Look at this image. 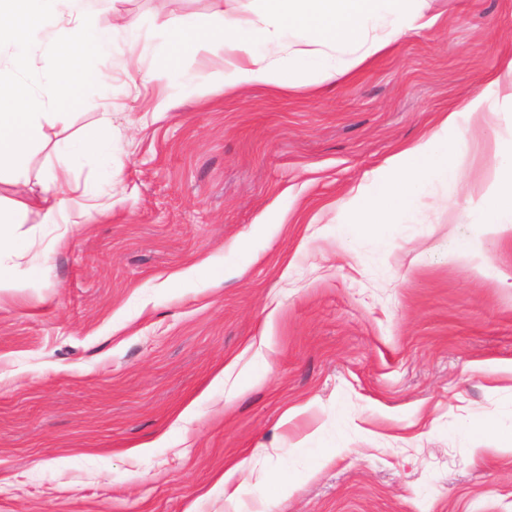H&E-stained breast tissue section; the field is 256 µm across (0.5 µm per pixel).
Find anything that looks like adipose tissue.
<instances>
[{"instance_id":"1","label":"adipose tissue","mask_w":512,"mask_h":512,"mask_svg":"<svg viewBox=\"0 0 512 512\" xmlns=\"http://www.w3.org/2000/svg\"><path fill=\"white\" fill-rule=\"evenodd\" d=\"M264 16L273 19L278 32L304 42L306 51L296 56L291 66L261 52L269 32L237 16L217 12L205 21L164 20L163 28L172 31L185 46L198 43L214 51L233 53L235 60L224 69V87L233 90L245 84L284 86L297 75L318 80L343 74L333 56L309 51L312 43L345 48L356 63L369 58L409 34L430 28L417 11L414 0H262ZM482 97L476 96L461 108L439 113L433 128L415 144L392 154L385 166L371 171L366 182L347 206L358 212L363 226L384 227L402 219L436 181L458 187L460 179L448 143V130L459 117L481 111ZM64 158L61 168L51 171L42 187V221L56 223L73 205L72 174L75 167L71 141L56 143ZM484 223L503 230L512 229V150L502 152L499 177L483 198Z\"/></svg>"}]
</instances>
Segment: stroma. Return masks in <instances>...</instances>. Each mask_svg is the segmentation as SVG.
I'll list each match as a JSON object with an SVG mask.
<instances>
[{"mask_svg": "<svg viewBox=\"0 0 512 512\" xmlns=\"http://www.w3.org/2000/svg\"><path fill=\"white\" fill-rule=\"evenodd\" d=\"M139 20L69 128L112 115L78 223L31 210L0 287V512H512V231L479 204L512 145L492 86L512 0H421L431 28L345 75L224 88V55L160 17L256 0H89ZM482 96L448 135L462 185L403 223L339 235L365 172ZM63 163L34 146L0 198ZM243 472L227 495L228 462Z\"/></svg>", "mask_w": 512, "mask_h": 512, "instance_id": "stroma-1", "label": "stroma"}]
</instances>
